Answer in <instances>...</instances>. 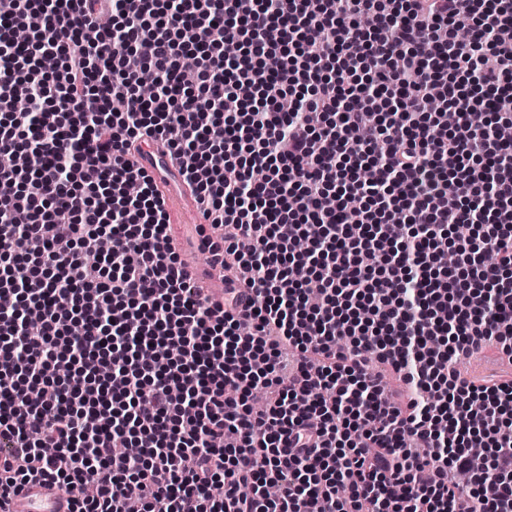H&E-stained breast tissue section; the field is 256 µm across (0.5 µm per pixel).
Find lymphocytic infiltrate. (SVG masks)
Instances as JSON below:
<instances>
[{"label": "lymphocytic infiltrate", "mask_w": 512, "mask_h": 512, "mask_svg": "<svg viewBox=\"0 0 512 512\" xmlns=\"http://www.w3.org/2000/svg\"><path fill=\"white\" fill-rule=\"evenodd\" d=\"M510 125L512 0H0V503L48 483L72 512H512V376L456 367L512 358ZM138 141L219 229L222 300L183 274ZM494 351L489 349L484 354L472 358H466L459 361L457 367L476 379H485L493 370L510 371V366L504 364H494L492 361Z\"/></svg>", "instance_id": "lymphocytic-infiltrate-1"}]
</instances>
